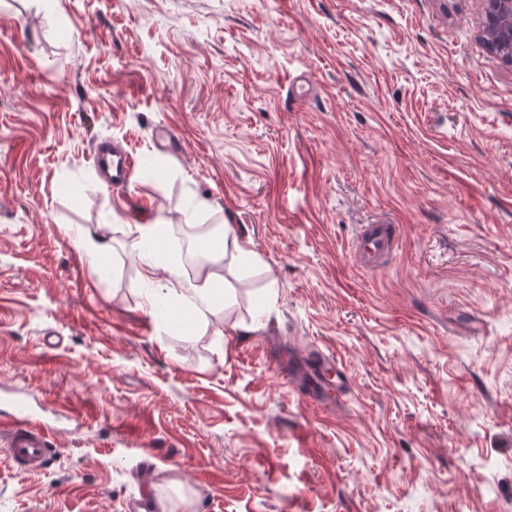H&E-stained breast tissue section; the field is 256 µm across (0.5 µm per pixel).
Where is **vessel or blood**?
<instances>
[{
	"instance_id": "vessel-or-blood-1",
	"label": "vessel or blood",
	"mask_w": 512,
	"mask_h": 512,
	"mask_svg": "<svg viewBox=\"0 0 512 512\" xmlns=\"http://www.w3.org/2000/svg\"><path fill=\"white\" fill-rule=\"evenodd\" d=\"M96 169L107 171L108 185L113 191H126L133 180L135 166L125 150L98 144L91 155ZM396 229L391 224L363 225L357 239V255L361 262L371 263L393 247ZM288 378L299 385L306 398L319 401L330 394H342L346 379L338 374L334 362L320 350L304 356H289ZM11 427L0 435L14 462L28 470L44 467L49 455V429L32 419L28 410L17 409L10 414Z\"/></svg>"
}]
</instances>
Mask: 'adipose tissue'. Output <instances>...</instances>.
<instances>
[{
    "label": "adipose tissue",
    "instance_id": "obj_1",
    "mask_svg": "<svg viewBox=\"0 0 512 512\" xmlns=\"http://www.w3.org/2000/svg\"><path fill=\"white\" fill-rule=\"evenodd\" d=\"M206 262L212 268L225 264L244 271L257 266L259 259L242 238L228 230L219 239L216 248L208 251ZM166 272L168 285L156 290L155 299L179 297L191 306L197 318L201 320L207 319L209 314L215 313L222 306L225 299L223 276L211 270L210 273L198 275L195 282L187 284L182 279L178 265H167Z\"/></svg>",
    "mask_w": 512,
    "mask_h": 512
}]
</instances>
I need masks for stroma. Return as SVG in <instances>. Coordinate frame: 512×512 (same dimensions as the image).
Masks as SVG:
<instances>
[{"mask_svg":"<svg viewBox=\"0 0 512 512\" xmlns=\"http://www.w3.org/2000/svg\"><path fill=\"white\" fill-rule=\"evenodd\" d=\"M483 7L0 0V393L54 428L38 471L0 444V512H512V64ZM193 198L260 259L205 323L151 305L131 247L168 220L185 267ZM365 224L397 230L370 266ZM314 346L342 398L281 369ZM91 161L96 169L107 171L112 191L124 192L132 184L135 166L124 149L111 148L101 142L94 148ZM74 247L86 255L90 262L91 271L97 272L103 266L110 253V246L99 236L82 234L73 239Z\"/></svg>","mask_w":512,"mask_h":512,"instance_id":"stroma-1","label":"stroma"}]
</instances>
